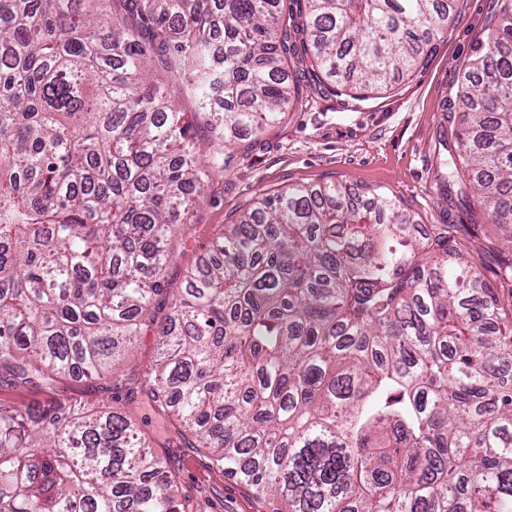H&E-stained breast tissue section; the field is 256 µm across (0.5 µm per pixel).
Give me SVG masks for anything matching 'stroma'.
Segmentation results:
<instances>
[{"label":"stroma","instance_id":"1","mask_svg":"<svg viewBox=\"0 0 512 512\" xmlns=\"http://www.w3.org/2000/svg\"><path fill=\"white\" fill-rule=\"evenodd\" d=\"M497 7L498 0H452L450 18L426 47L423 67L387 90L305 87L279 123L235 147L200 206L184 255L168 271L169 286L180 287L184 270L207 255L219 225L233 223L253 198L290 184L325 182L387 194L420 223L449 225L453 248L493 275V261L480 245L502 244L506 229L487 224L481 238L471 237L467 213L449 209L436 175L440 136L454 151L462 149L449 105ZM167 455L175 494L190 499L196 512H261L250 489L211 470L205 453L174 447Z\"/></svg>","mask_w":512,"mask_h":512}]
</instances>
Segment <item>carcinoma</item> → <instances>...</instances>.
Wrapping results in <instances>:
<instances>
[{
	"label": "carcinoma",
	"instance_id": "obj_1",
	"mask_svg": "<svg viewBox=\"0 0 512 512\" xmlns=\"http://www.w3.org/2000/svg\"><path fill=\"white\" fill-rule=\"evenodd\" d=\"M297 2L0 0V387L47 395L0 406V512H190L174 439L269 512H512V236L495 287L385 194L265 193L186 271L160 359L113 372L229 150L295 100L297 39L377 90L450 9ZM474 52L437 181L512 226V0ZM77 375L122 404L60 395ZM143 404L172 437L136 431Z\"/></svg>",
	"mask_w": 512,
	"mask_h": 512
}]
</instances>
